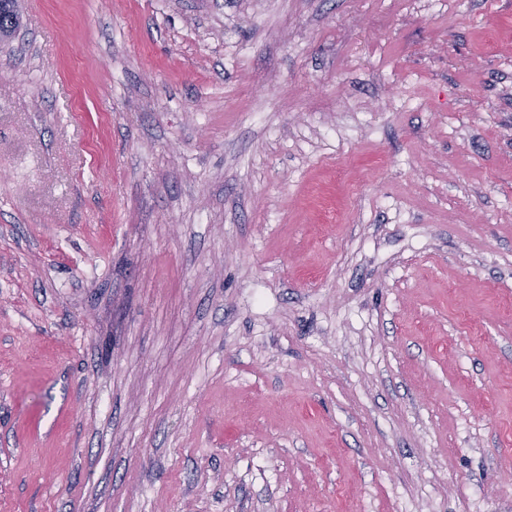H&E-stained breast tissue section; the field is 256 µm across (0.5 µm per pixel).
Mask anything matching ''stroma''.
Wrapping results in <instances>:
<instances>
[{
	"mask_svg": "<svg viewBox=\"0 0 512 512\" xmlns=\"http://www.w3.org/2000/svg\"><path fill=\"white\" fill-rule=\"evenodd\" d=\"M0 512H512V0H20Z\"/></svg>",
	"mask_w": 512,
	"mask_h": 512,
	"instance_id": "obj_1",
	"label": "stroma"
}]
</instances>
